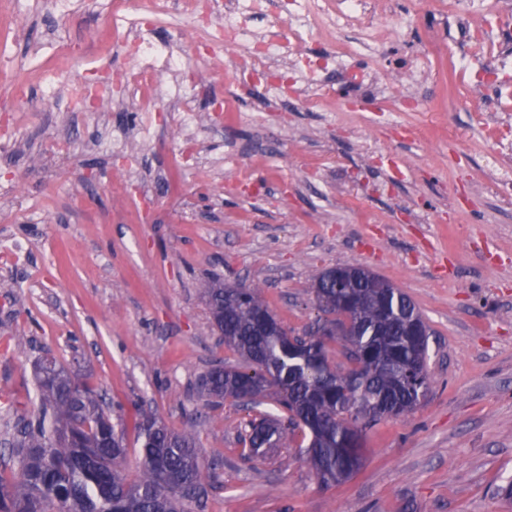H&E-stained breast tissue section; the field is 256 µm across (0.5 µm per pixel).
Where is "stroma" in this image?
<instances>
[{"mask_svg":"<svg viewBox=\"0 0 512 512\" xmlns=\"http://www.w3.org/2000/svg\"><path fill=\"white\" fill-rule=\"evenodd\" d=\"M107 2L67 0L62 26L48 0H0V243L29 246L25 262L0 256V437L36 412L35 365L52 357L123 423L127 473L138 410L196 433L221 483L204 512H512L497 492L512 480V154L497 139L512 125V70L497 86L473 82L458 65L466 29L427 0H395L418 16L395 56L428 32L445 38L413 111L388 124L339 97L328 112H276L263 90L241 92L229 62L200 69L170 14L140 30L185 58L160 72L162 89L200 77L237 96L220 125L197 102L186 133L166 108L122 109L132 63L101 31ZM63 46L82 62L42 103ZM186 135L197 153L171 167ZM241 166L262 194L234 189ZM346 263L415 303L432 386L412 414L368 428L360 471L325 487L292 440L245 461L247 411L206 407L200 377L234 355L201 284L263 288L297 336L318 317L313 276Z\"/></svg>","mask_w":512,"mask_h":512,"instance_id":"1","label":"stroma"}]
</instances>
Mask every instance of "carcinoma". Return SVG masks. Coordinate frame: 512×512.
I'll return each mask as SVG.
<instances>
[{
  "label": "carcinoma",
  "mask_w": 512,
  "mask_h": 512,
  "mask_svg": "<svg viewBox=\"0 0 512 512\" xmlns=\"http://www.w3.org/2000/svg\"><path fill=\"white\" fill-rule=\"evenodd\" d=\"M382 278H364L340 288L318 275L312 280L315 305L347 322L355 336L346 339L321 329L290 336L280 327L264 334L256 324L271 314L260 289L224 291L211 280L204 285L213 325L224 347L239 358L219 364L202 379L207 405L227 400L254 412L239 434L242 456L252 461L289 436L299 434L317 479L340 483L355 474L363 459L365 426L383 417H405L431 389L427 367L430 333L414 335L412 320L421 313L409 296L395 287L381 307L371 302ZM336 341L347 360L361 369L344 371L327 362V344ZM42 411L17 417L10 430L13 466L0 469V512H201L206 499L181 497L177 489L194 486L217 464L209 462L190 432L168 429L154 415L136 422L141 448L137 480L127 478L126 448L118 424L104 417L94 388L79 384L54 360L38 366ZM273 391L282 414L260 412ZM73 418L80 426L67 433Z\"/></svg>",
  "instance_id": "carcinoma-1"
}]
</instances>
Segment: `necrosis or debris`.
Masks as SVG:
<instances>
[{
    "instance_id": "obj_1",
    "label": "necrosis or debris",
    "mask_w": 512,
    "mask_h": 512,
    "mask_svg": "<svg viewBox=\"0 0 512 512\" xmlns=\"http://www.w3.org/2000/svg\"><path fill=\"white\" fill-rule=\"evenodd\" d=\"M269 0H114V15L130 19L139 28L144 16L157 17L176 10L194 38L197 62L230 56L240 77L258 85L272 98L308 108L331 109L324 88L334 83L356 94L359 108L374 106L379 112L397 109L389 91L396 73H428L438 40L404 61L391 58L388 48L400 42L401 27L388 23L391 0H282L279 20L282 37L259 39L251 21L269 11ZM320 35L329 50L322 56L305 54L313 35ZM305 77L312 94L300 97L296 83Z\"/></svg>"
}]
</instances>
